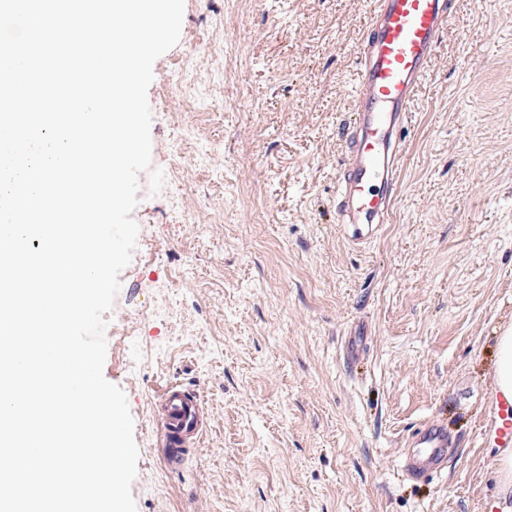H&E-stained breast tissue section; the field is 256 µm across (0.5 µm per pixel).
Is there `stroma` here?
<instances>
[{"label":"stroma","mask_w":512,"mask_h":512,"mask_svg":"<svg viewBox=\"0 0 512 512\" xmlns=\"http://www.w3.org/2000/svg\"><path fill=\"white\" fill-rule=\"evenodd\" d=\"M410 114L393 221H334L366 0H185L153 65L136 248L106 313L107 381L139 450L137 512H481L502 502L497 341L512 329V0H453ZM371 334L347 358L346 332ZM208 419L162 460L170 385ZM458 448L403 478L410 432Z\"/></svg>","instance_id":"1"}]
</instances>
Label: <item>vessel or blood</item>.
<instances>
[{
  "label": "vessel or blood",
  "mask_w": 512,
  "mask_h": 512,
  "mask_svg": "<svg viewBox=\"0 0 512 512\" xmlns=\"http://www.w3.org/2000/svg\"><path fill=\"white\" fill-rule=\"evenodd\" d=\"M367 34L359 46L352 90L355 108L336 176V222L349 243L365 246L390 223L408 152L406 129L419 85L439 39L453 17L452 0H368ZM163 459L180 462L205 425L197 397L169 387L161 400ZM495 424L486 437L512 447V393H496ZM404 477L441 471L456 441L439 422L420 424L408 436Z\"/></svg>",
  "instance_id": "vessel-or-blood-1"
}]
</instances>
